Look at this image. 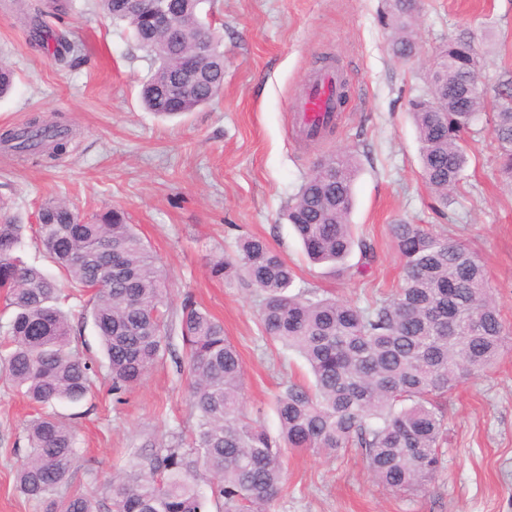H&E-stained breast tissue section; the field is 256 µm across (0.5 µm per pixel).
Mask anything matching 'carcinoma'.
Segmentation results:
<instances>
[{
  "mask_svg": "<svg viewBox=\"0 0 512 512\" xmlns=\"http://www.w3.org/2000/svg\"><path fill=\"white\" fill-rule=\"evenodd\" d=\"M168 3L179 16L173 38L154 31L144 16L126 12L120 0H97L100 13L125 25L158 61L140 98L160 116L193 112L224 84V52L204 20L213 0ZM66 11L63 0L36 5L30 30L38 46L52 41L54 53L76 57L81 45L45 22ZM416 11L417 0H391L387 25L399 58L416 50ZM205 39L215 47L203 64L202 82L191 95L166 103L164 92L182 61ZM440 59L427 84L439 94L442 110L428 111L423 95L410 105L422 177L445 209L466 178L463 143L481 118L492 124L500 170L512 175V78L502 81L490 102L461 95L477 62L467 33L449 40ZM0 142L19 156L47 163L67 151L68 129L35 115L1 134ZM357 173L351 152L319 159L284 213L309 261L334 274L346 271L356 248L361 266L374 258L371 244L349 224ZM25 228L0 200V300L9 314L0 367L4 380L39 409L24 426L29 453L16 482L28 500L46 504V512H98L95 497L67 491L78 442L73 428L47 411L91 397L97 384L92 360L72 347L73 319L63 309L69 299L86 300L82 319L100 339L117 404L164 360L175 329L188 358L190 437L174 432L150 444L155 452L108 481L112 512H208L205 480L224 512H269L287 481L288 450L356 448L385 488H423L445 466L448 393L466 376L487 370L507 336L484 266L469 245L444 232L405 221L391 225L402 282L364 306L317 288L289 293L295 268L266 239L247 237L238 263L215 260L211 274L233 272L262 293L261 339L298 354L313 377L309 384L291 377L281 383L279 434L273 437L245 407L242 360L224 336L223 323L189 296L176 309L167 305L165 270L124 212L87 217L69 199L40 205L36 240L60 280L18 255Z\"/></svg>",
  "mask_w": 512,
  "mask_h": 512,
  "instance_id": "1",
  "label": "carcinoma"
}]
</instances>
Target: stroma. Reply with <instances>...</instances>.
Listing matches in <instances>:
<instances>
[{
    "label": "stroma",
    "instance_id": "obj_1",
    "mask_svg": "<svg viewBox=\"0 0 512 512\" xmlns=\"http://www.w3.org/2000/svg\"><path fill=\"white\" fill-rule=\"evenodd\" d=\"M387 8V0H217L209 22L224 52V90L207 106L162 119L139 95L156 68L152 57L94 0H68L54 23L82 43L75 61L32 47L27 5L0 0V65L16 73L12 93L0 99V132L38 114L73 135L68 152L49 164L0 149V198L27 224L23 255L39 266L45 260L30 226L42 200L77 198L89 212L125 211L167 271L169 305L189 295L223 322L243 360L247 409L274 436L279 363L260 339L261 293L235 276L212 277L210 260L235 258L240 237L260 236L295 267L293 290L320 288L363 305L400 278L390 224L430 225L466 240L509 336L495 367L448 399L444 470L425 489L398 494L372 478L356 449L295 451L271 512H512V177L499 169L491 126L478 123L467 137L468 178L447 215L437 214L410 111L411 99L428 90L436 55L459 33L474 38L487 93L512 76V0H418L417 52L409 59L392 52L381 22ZM334 66L346 75L345 110L333 133L302 139L292 105L314 73ZM340 152L361 161L350 221L376 254L363 274L356 253L340 275L310 265L283 216L314 162ZM189 383L188 372L167 358L126 404H114L105 387L89 401L56 404L76 426L81 448L70 489L101 497L132 456L147 455L148 443L190 430ZM28 412L0 381V512H45L14 482Z\"/></svg>",
    "mask_w": 512,
    "mask_h": 512
}]
</instances>
